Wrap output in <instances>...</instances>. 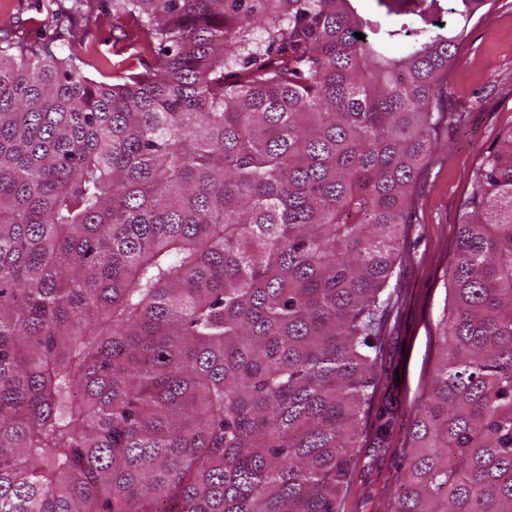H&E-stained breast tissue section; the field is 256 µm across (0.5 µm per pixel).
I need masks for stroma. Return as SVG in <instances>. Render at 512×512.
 Instances as JSON below:
<instances>
[{
    "label": "stroma",
    "mask_w": 512,
    "mask_h": 512,
    "mask_svg": "<svg viewBox=\"0 0 512 512\" xmlns=\"http://www.w3.org/2000/svg\"><path fill=\"white\" fill-rule=\"evenodd\" d=\"M56 0H0V45L21 40L40 45L50 35ZM133 21L88 16L83 32L82 71L109 81L126 69H142L153 56L143 39L131 37ZM445 103L449 110L438 143L425 165L416 206L399 243L400 257L387 290L394 306L380 335L372 409L360 424L341 512H387L391 485L408 461L407 440L442 350L439 336L448 302L445 271L453 256L464 203L483 154L512 130V0H492L488 13L469 22L458 46ZM392 404L390 449L375 445L376 412Z\"/></svg>",
    "instance_id": "obj_1"
}]
</instances>
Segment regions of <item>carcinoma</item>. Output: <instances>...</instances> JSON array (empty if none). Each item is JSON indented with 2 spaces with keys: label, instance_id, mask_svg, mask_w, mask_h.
<instances>
[{
  "label": "carcinoma",
  "instance_id": "carcinoma-1",
  "mask_svg": "<svg viewBox=\"0 0 512 512\" xmlns=\"http://www.w3.org/2000/svg\"><path fill=\"white\" fill-rule=\"evenodd\" d=\"M91 2L0 46V512H336L464 34L439 18L488 0H112L154 51L112 84L69 38ZM447 277L389 512H512V131Z\"/></svg>",
  "mask_w": 512,
  "mask_h": 512
}]
</instances>
